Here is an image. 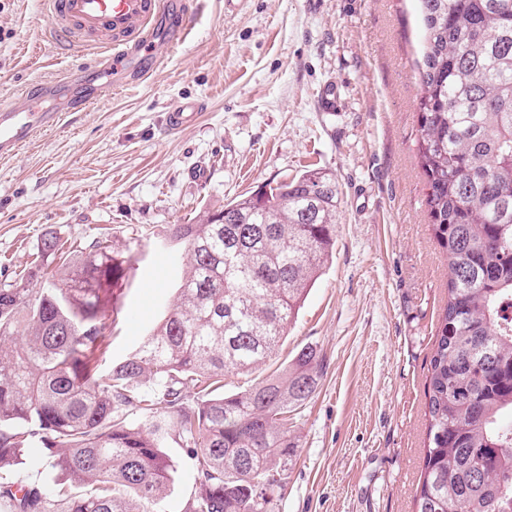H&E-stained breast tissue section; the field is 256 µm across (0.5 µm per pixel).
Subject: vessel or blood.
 <instances>
[{
	"label": "vessel or blood",
	"instance_id": "b4317fda",
	"mask_svg": "<svg viewBox=\"0 0 512 512\" xmlns=\"http://www.w3.org/2000/svg\"><path fill=\"white\" fill-rule=\"evenodd\" d=\"M55 30L68 39L103 44L89 67L25 87L0 102V156L15 153L38 132L57 126L62 113L87 112L129 83H143L163 55L183 46L199 11L197 0H46ZM199 106L183 102L166 115L168 130L180 129Z\"/></svg>",
	"mask_w": 512,
	"mask_h": 512
}]
</instances>
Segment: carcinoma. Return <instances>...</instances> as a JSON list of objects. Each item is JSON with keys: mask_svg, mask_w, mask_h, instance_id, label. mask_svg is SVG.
<instances>
[{"mask_svg": "<svg viewBox=\"0 0 512 512\" xmlns=\"http://www.w3.org/2000/svg\"><path fill=\"white\" fill-rule=\"evenodd\" d=\"M418 2V157L448 301L416 512H512V0ZM338 202L313 169L176 225L177 302L118 363L105 300L128 260L106 243L62 262L33 301L22 282L0 288V470L16 473L0 512H161L170 433L195 461L187 512H276L298 447L288 414L316 393L322 357L305 346L227 393L224 374L276 354L332 254ZM36 442L75 485L24 467Z\"/></svg>", "mask_w": 512, "mask_h": 512, "instance_id": "obj_1", "label": "carcinoma"}]
</instances>
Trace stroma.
Segmentation results:
<instances>
[{"label": "stroma", "instance_id": "stroma-1", "mask_svg": "<svg viewBox=\"0 0 512 512\" xmlns=\"http://www.w3.org/2000/svg\"><path fill=\"white\" fill-rule=\"evenodd\" d=\"M184 46L145 83L70 112L0 157V287L40 293L60 279L41 254L103 240L128 257L109 301L110 353L132 354L178 297V224L310 169L336 178V244L266 365L224 379L254 385L304 346L321 384L297 410L298 448L276 512H414L426 442V381L448 300V261L418 164L423 31L415 0H202ZM97 47L56 48L44 0H0V101L88 65ZM337 86L343 106L323 111ZM180 101L202 104L168 132ZM162 512H186L194 462L167 440Z\"/></svg>", "mask_w": 512, "mask_h": 512}]
</instances>
